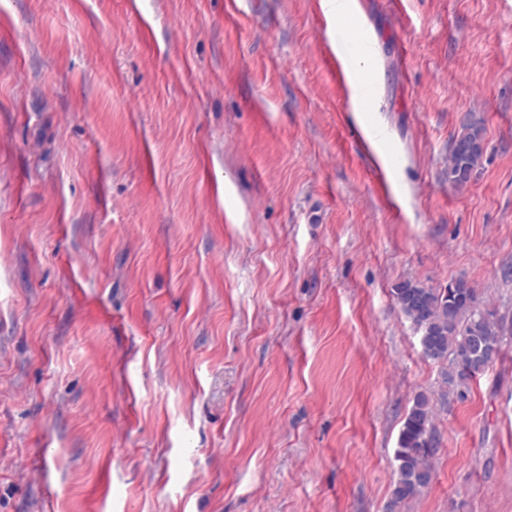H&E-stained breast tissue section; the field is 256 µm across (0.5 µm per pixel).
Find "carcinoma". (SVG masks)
<instances>
[{"instance_id":"cac0c4a2","label":"carcinoma","mask_w":512,"mask_h":512,"mask_svg":"<svg viewBox=\"0 0 512 512\" xmlns=\"http://www.w3.org/2000/svg\"><path fill=\"white\" fill-rule=\"evenodd\" d=\"M484 153L483 129L473 118L463 119L453 137L448 158V180L466 184L479 167ZM396 303L420 334L423 354L445 365V393L463 399L470 382L488 367L472 361L483 347L501 352L503 327L496 312L483 304L476 288L458 278L433 288L406 280L394 289ZM430 398L415 396L396 451V481L393 495L403 501L418 495L432 479L428 462L433 447Z\"/></svg>"}]
</instances>
